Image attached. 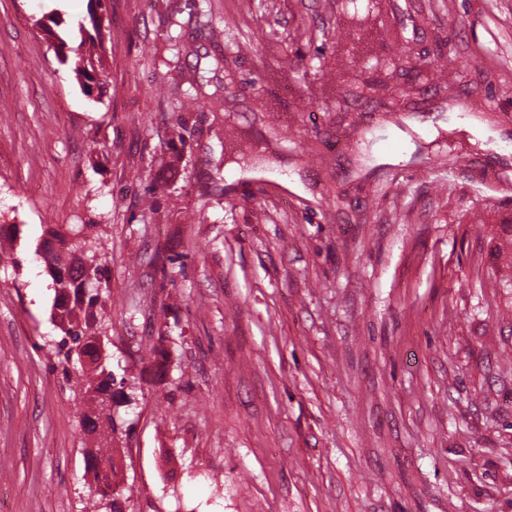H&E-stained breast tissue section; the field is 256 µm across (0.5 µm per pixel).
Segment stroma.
I'll use <instances>...</instances> for the list:
<instances>
[{"instance_id":"stroma-1","label":"stroma","mask_w":512,"mask_h":512,"mask_svg":"<svg viewBox=\"0 0 512 512\" xmlns=\"http://www.w3.org/2000/svg\"><path fill=\"white\" fill-rule=\"evenodd\" d=\"M102 10L89 89L37 26L78 47L89 0H0V512L89 508L37 254L71 224L125 512H512V0ZM221 70L224 71V58H212V60L205 63L203 67L200 66V63L197 60V63L193 68V75L190 81V85L196 94H189L194 101L198 102V93H200L204 87L209 86L214 77ZM211 74H213V76H211Z\"/></svg>"}]
</instances>
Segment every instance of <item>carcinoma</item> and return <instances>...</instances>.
I'll list each match as a JSON object with an SVG mask.
<instances>
[{
  "label": "carcinoma",
  "mask_w": 512,
  "mask_h": 512,
  "mask_svg": "<svg viewBox=\"0 0 512 512\" xmlns=\"http://www.w3.org/2000/svg\"><path fill=\"white\" fill-rule=\"evenodd\" d=\"M90 8L93 28L98 40V46H103L110 25H101L97 22L100 0H90ZM58 21L51 18L49 22H38L40 30L46 39L55 40V53L61 62H66V41L55 33L53 26ZM224 69V59L213 58L204 65H195L190 81L195 91L193 100H198V93L210 85L213 75ZM76 242L70 249V256L65 266L69 268V277L55 282L54 307L60 310L59 328L62 336L55 346V354L62 364L75 362L79 364L75 373L78 376L77 383L86 387V392L91 394L94 403L92 415L85 416L88 425L84 432L88 435L98 434L102 438L101 443L94 448L85 449V458L92 460L94 471L93 485L89 487V503L92 512H123V502L128 500L130 489L122 486L119 481L106 483V488H101L103 475L116 474V466L113 455L109 453L112 448V435L118 430L112 413V403L116 393L112 391L115 382L108 361L104 356L99 339V331L91 322L93 309L100 303L99 289L84 287L86 276L93 277L98 282L104 276V269L98 262L97 250L93 242L83 236L84 225L74 224L71 227Z\"/></svg>",
  "instance_id": "carcinoma-1"
}]
</instances>
